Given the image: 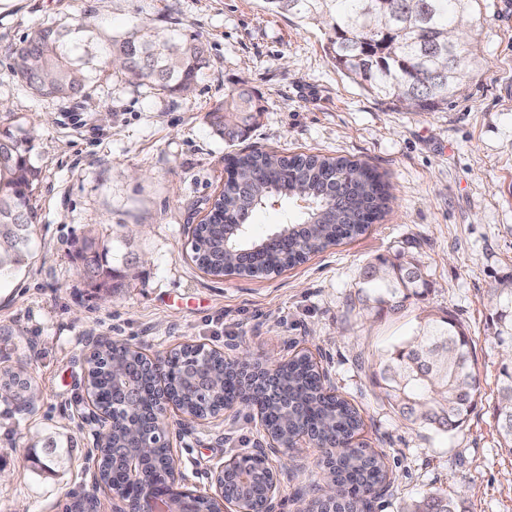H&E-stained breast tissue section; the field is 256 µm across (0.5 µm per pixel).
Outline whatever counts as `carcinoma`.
Returning <instances> with one entry per match:
<instances>
[{
	"mask_svg": "<svg viewBox=\"0 0 512 512\" xmlns=\"http://www.w3.org/2000/svg\"><path fill=\"white\" fill-rule=\"evenodd\" d=\"M273 13L292 14L326 26L327 48L336 67L366 91L407 108L418 101L417 111L445 109L459 86L474 76L476 53L467 32L457 30L448 45V28L458 24L459 13L469 23L481 19V0H391V10L381 16L371 12L372 0H263ZM115 71L140 85L163 94L181 95L195 84L203 65L204 48L177 28L157 30L136 23L127 32L109 35L83 22L67 29L45 27L23 42L16 52V72L40 95L75 97L97 79L110 61ZM262 113L252 93L235 88L224 94V102L208 112L210 124L224 141L233 143L247 136ZM222 199L216 201L213 223L193 228V260L214 277H245L278 274L307 259L313 253L364 234L383 218L390 193L380 175L366 164L318 154L278 155L251 151L224 158ZM264 172L271 196L281 201L296 200L299 186L307 189L314 203L310 211H300L297 220L279 225L277 240L261 246L248 228L237 230L232 241L242 250L251 249V263L239 267L231 258L215 262L210 255L224 253L225 235L233 225L248 223L262 201L245 194L242 187L258 172ZM360 173L351 190L348 213L327 222L330 193L342 178ZM41 169L29 155L23 140L10 132L0 136V279L19 270L29 257L35 225L29 222L34 211L33 192ZM314 226V234L304 238V225ZM97 243L86 240L78 249L79 258L104 271L101 260L109 251L95 250ZM363 285L377 304L400 305V300L422 294L427 288L420 271L407 276L401 255L378 258ZM472 338L453 320H427L418 324L412 336L387 352L375 372V379L400 412L443 432L458 428L474 406L479 381L471 360ZM91 365V381L104 407L112 406V362L134 364L142 357L126 348L112 349V341L98 353ZM193 358L187 349H175L171 357V382L178 386L184 365ZM216 377H224L228 392L238 383L236 369L213 364ZM502 381L497 403L512 400V362H501ZM280 392L288 398V410L274 408L272 419L280 428H306L340 444L329 457L336 486L344 496L329 504L335 512H360L361 505L376 494L385 476L381 456L364 446L348 447L344 442L362 426L358 410L346 400L321 394L318 375L306 355L276 366ZM0 384L20 393L32 388L27 370L8 369ZM141 413L150 414L152 378L139 377ZM407 512H458L448 496H436L411 503Z\"/></svg>",
	"mask_w": 512,
	"mask_h": 512,
	"instance_id": "1",
	"label": "carcinoma"
}]
</instances>
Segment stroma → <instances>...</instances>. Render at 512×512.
<instances>
[{
  "label": "stroma",
  "instance_id": "obj_1",
  "mask_svg": "<svg viewBox=\"0 0 512 512\" xmlns=\"http://www.w3.org/2000/svg\"><path fill=\"white\" fill-rule=\"evenodd\" d=\"M482 12L469 33L478 71L447 108L413 113L344 77L322 26L262 0H0V130L27 134L42 170L29 258L0 281V369L25 366L40 392L19 412L0 401V512H65L93 491L88 454L100 427L85 399V354L102 337L152 354L194 342L270 364L308 349L359 409L360 440L389 471L370 512H403L435 493L462 512H512L492 322V294L512 279V0H484ZM79 18L114 34L141 22L182 29L205 50L192 93L162 95L113 74L74 98L38 95L17 76L14 49ZM237 87L263 114L232 144L206 114ZM253 150L364 161L389 181L391 210L363 236L281 274L205 275L191 231L224 183L225 156ZM89 238L120 247L106 257L116 272L109 287L96 288L76 255ZM125 253L138 262L135 276L124 273ZM398 253L429 287L375 309L363 273ZM441 317L471 336L480 381L474 409L447 433L405 419L374 377L387 350ZM262 441L256 420L230 412L173 436L171 452L183 483L206 495L225 457ZM63 445L68 453L56 457ZM298 454L297 466L269 457L281 478L277 512H301L316 495L324 452ZM96 494L97 512H113L111 493Z\"/></svg>",
  "mask_w": 512,
  "mask_h": 512
}]
</instances>
